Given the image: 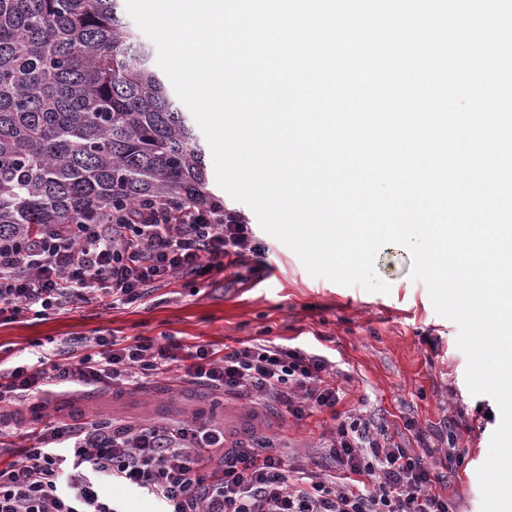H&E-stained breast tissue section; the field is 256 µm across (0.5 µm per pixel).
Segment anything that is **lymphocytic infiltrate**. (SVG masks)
I'll use <instances>...</instances> for the list:
<instances>
[{
  "label": "lymphocytic infiltrate",
  "mask_w": 512,
  "mask_h": 512,
  "mask_svg": "<svg viewBox=\"0 0 512 512\" xmlns=\"http://www.w3.org/2000/svg\"><path fill=\"white\" fill-rule=\"evenodd\" d=\"M260 253L248 226L218 204L151 201L98 224H60L22 241L2 235L0 323L94 299L132 304L176 276L220 272ZM73 350L71 362L43 356L0 370V408L33 394L121 396L179 370L184 382L251 398L253 416L276 404L298 421L330 413L332 424L319 457L297 468L283 438L237 439L223 421L197 413L172 423L60 419L34 445L0 459V512H119L102 498L105 484L145 490L161 512H456L437 492L442 476L425 455L395 446L369 419L337 413L336 373L322 356L103 333L76 339ZM332 466L345 484L323 478Z\"/></svg>",
  "instance_id": "lymphocytic-infiltrate-1"
}]
</instances>
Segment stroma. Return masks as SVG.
Returning <instances> with one entry per match:
<instances>
[{
  "label": "stroma",
  "instance_id": "stroma-1",
  "mask_svg": "<svg viewBox=\"0 0 512 512\" xmlns=\"http://www.w3.org/2000/svg\"><path fill=\"white\" fill-rule=\"evenodd\" d=\"M224 205L249 224L265 248L263 257L246 258L220 273L175 278L124 307L93 301L43 319L27 314L2 323L0 368L40 351L67 353L75 338L101 332L218 349L259 343L299 347L335 365L342 390L339 413L371 418L400 447L429 446L437 471L445 475L438 492L452 499L458 512H481L477 470L488 457L500 411L491 396L470 393L467 359L456 343L458 326L436 313L423 282L410 279L409 252L388 244L376 255V273L389 284V293L343 286L311 276L294 251L260 227L247 205L230 197ZM76 408L142 422L180 420L199 408L222 415L229 428L250 426L247 400L223 399L187 383L159 382L150 392L132 391L117 402L98 391L75 402L57 395L47 406L40 397H28L11 409L15 446L28 445L42 417ZM330 422L329 414L315 412L296 424L274 407L266 432L287 435L289 456L301 466L318 452ZM452 442L465 451L463 464L453 472L445 459Z\"/></svg>",
  "mask_w": 512,
  "mask_h": 512
}]
</instances>
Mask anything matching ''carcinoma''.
Segmentation results:
<instances>
[{
  "label": "carcinoma",
  "instance_id": "cac0c4a2",
  "mask_svg": "<svg viewBox=\"0 0 512 512\" xmlns=\"http://www.w3.org/2000/svg\"><path fill=\"white\" fill-rule=\"evenodd\" d=\"M120 0H0V233L214 200L189 118Z\"/></svg>",
  "mask_w": 512,
  "mask_h": 512
}]
</instances>
